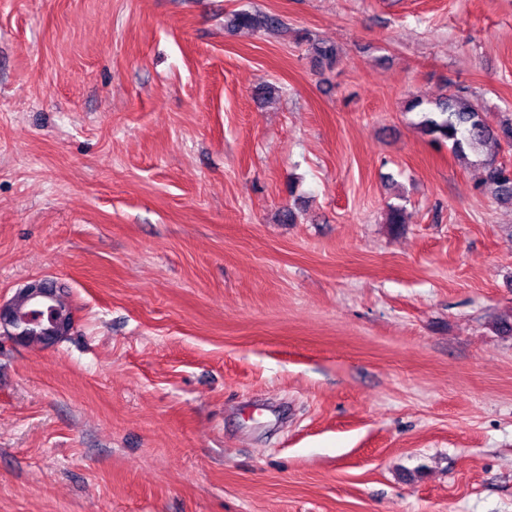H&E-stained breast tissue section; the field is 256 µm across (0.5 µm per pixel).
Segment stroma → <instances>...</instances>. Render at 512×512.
Instances as JSON below:
<instances>
[{
	"label": "stroma",
	"mask_w": 512,
	"mask_h": 512,
	"mask_svg": "<svg viewBox=\"0 0 512 512\" xmlns=\"http://www.w3.org/2000/svg\"><path fill=\"white\" fill-rule=\"evenodd\" d=\"M451 89L512 113V0H0V306L74 313L0 334V512H512V206L403 110ZM284 26L281 18L260 11L240 10L232 13L226 21V27L236 31L246 29L251 32L274 34ZM301 40L307 42L320 64L330 69L336 64L337 51L334 45L319 42L309 32H305L301 36ZM22 291L36 312L23 315L17 311L18 309L25 312L28 308L24 296L18 297L15 307L12 303L3 308L0 307V323L7 328L8 336H13L20 341L27 338L25 343L40 345L54 341L70 331L74 321L73 316L66 311H71V308L60 295H55L53 288L35 282L27 285ZM8 327L12 331H9ZM36 328H40L46 342L42 336H30Z\"/></svg>",
	"instance_id": "1"
}]
</instances>
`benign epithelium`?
I'll return each instance as SVG.
<instances>
[{
  "label": "benign epithelium",
  "mask_w": 512,
  "mask_h": 512,
  "mask_svg": "<svg viewBox=\"0 0 512 512\" xmlns=\"http://www.w3.org/2000/svg\"><path fill=\"white\" fill-rule=\"evenodd\" d=\"M24 294L34 313L24 315L11 304L0 307V323L11 328L8 335L23 341L38 328L45 340L51 342L67 334L73 327V316L54 306L53 289L35 282L24 288Z\"/></svg>",
  "instance_id": "obj_1"
}]
</instances>
